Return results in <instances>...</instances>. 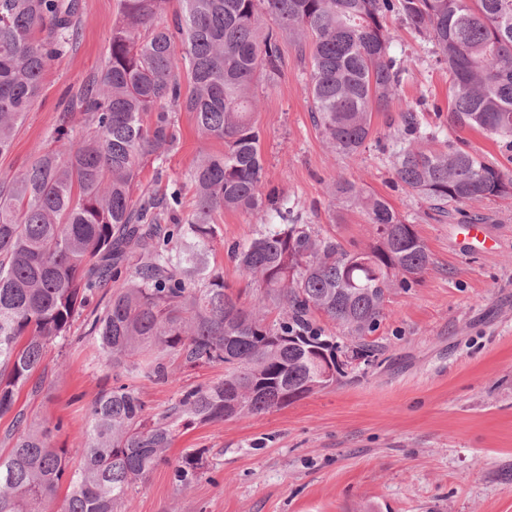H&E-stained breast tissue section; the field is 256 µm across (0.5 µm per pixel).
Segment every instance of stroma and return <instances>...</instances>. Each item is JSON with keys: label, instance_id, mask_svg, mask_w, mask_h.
I'll return each instance as SVG.
<instances>
[{"label": "stroma", "instance_id": "obj_1", "mask_svg": "<svg viewBox=\"0 0 512 512\" xmlns=\"http://www.w3.org/2000/svg\"><path fill=\"white\" fill-rule=\"evenodd\" d=\"M77 34L47 69L42 89L15 134L0 172L19 173L38 147L54 144L68 99L99 73L108 52L118 0H79ZM398 39L391 52L406 73L389 111L373 115L366 150L332 154L314 125L304 91L309 67L292 43L281 45L275 81L256 88L257 122L265 159L264 191L280 195L293 224H311L344 247L364 246L374 228L364 213L328 192L344 178L384 197L428 247L431 260L410 290L391 291L378 329L377 351L356 362L335 386L287 407L182 431L158 465L130 494L129 512H512V196L450 205L439 216L421 195L395 178L400 148L413 144L402 123L406 107L420 116V132L458 145L512 172V149L448 121V68L427 35L389 18ZM177 152L147 160L144 189L188 180L201 142L190 113H176ZM485 224L495 241L468 249L454 236L461 224ZM262 215L228 212L218 221L210 261L235 288L245 280L228 250ZM82 308L67 339L51 343L44 382L20 387L16 409L51 427V444L78 456L91 401L111 387L113 369L87 334ZM174 383L140 379L149 412L165 411L179 388L223 377L220 365L183 367L170 359ZM62 430H55L56 422ZM203 453L205 473L178 488L171 463Z\"/></svg>", "mask_w": 512, "mask_h": 512}]
</instances>
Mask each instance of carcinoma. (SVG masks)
<instances>
[{
  "mask_svg": "<svg viewBox=\"0 0 512 512\" xmlns=\"http://www.w3.org/2000/svg\"><path fill=\"white\" fill-rule=\"evenodd\" d=\"M118 0L109 55L99 75L73 94L56 147L16 176H0V415L41 368L47 345L64 338L80 308L108 282L122 281L89 315L106 360L118 370L92 400L78 466L51 431L13 417L14 443L0 454V512H44L62 484L61 512H124L129 493L167 461L179 428L281 409L315 392L319 366L336 352L368 359L315 315L361 338L379 327L387 295L408 290L429 264L424 241L383 197L338 180L329 193L361 210L389 237L349 251L311 224L288 223L275 193L261 190L264 159L255 87L282 68L281 40L309 56L305 87L313 122L331 152L366 148L375 112H386L405 73L390 55L394 14L424 32L448 67V120L512 148V0ZM77 0H0V156L38 94L43 76L74 32ZM188 86L176 73V44ZM192 114L205 141L184 187L138 193L142 163L178 149L174 113ZM80 114L90 134L71 138ZM398 182L431 209L512 196V176L460 147L419 143L396 155ZM282 223L252 231L230 257L247 279L236 291L210 267L216 215L264 212ZM221 364L224 377L182 389L166 412H147L135 379L167 383L165 357ZM204 474L182 455L174 481Z\"/></svg>",
  "mask_w": 512,
  "mask_h": 512,
  "instance_id": "cac0c4a2",
  "label": "carcinoma"
}]
</instances>
